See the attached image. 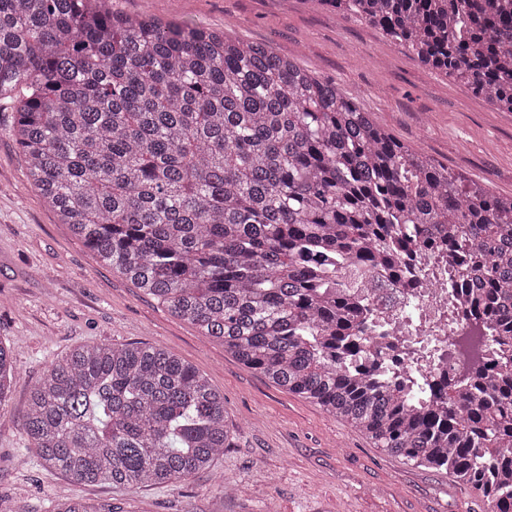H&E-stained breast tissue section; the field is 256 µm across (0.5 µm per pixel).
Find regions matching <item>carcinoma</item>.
I'll use <instances>...</instances> for the list:
<instances>
[{
  "instance_id": "obj_1",
  "label": "carcinoma",
  "mask_w": 512,
  "mask_h": 512,
  "mask_svg": "<svg viewBox=\"0 0 512 512\" xmlns=\"http://www.w3.org/2000/svg\"><path fill=\"white\" fill-rule=\"evenodd\" d=\"M512 112V0H316ZM0 101L29 175L99 261L388 454L512 512V197L387 133L269 46L106 0H0ZM443 235L474 329L467 376L369 359L360 284ZM15 382L0 345V412ZM78 484L184 480L230 447L224 395L158 344L51 361L23 423ZM48 512H91L78 499Z\"/></svg>"
}]
</instances>
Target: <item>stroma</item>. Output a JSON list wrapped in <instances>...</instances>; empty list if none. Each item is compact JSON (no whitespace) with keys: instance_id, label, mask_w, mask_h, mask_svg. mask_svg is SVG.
Segmentation results:
<instances>
[{"instance_id":"obj_1","label":"stroma","mask_w":512,"mask_h":512,"mask_svg":"<svg viewBox=\"0 0 512 512\" xmlns=\"http://www.w3.org/2000/svg\"><path fill=\"white\" fill-rule=\"evenodd\" d=\"M109 2L118 12L270 46L335 80L396 139L512 196V113L491 108L353 16L315 0ZM13 119L0 112V345L17 368L0 420V496L16 512H47L58 496L97 512H485L483 498L448 473L375 448L102 266L31 183ZM96 342L159 344L204 374L224 395L230 448L189 480L135 489L76 485L45 470L23 432L28 389L52 360ZM225 475L237 482L234 494L217 489Z\"/></svg>"}]
</instances>
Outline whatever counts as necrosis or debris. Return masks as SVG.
<instances>
[{
    "label": "necrosis or debris",
    "instance_id": "1",
    "mask_svg": "<svg viewBox=\"0 0 512 512\" xmlns=\"http://www.w3.org/2000/svg\"><path fill=\"white\" fill-rule=\"evenodd\" d=\"M405 264L420 280V287H407L402 278L386 273L365 296L373 325L370 353L386 348L402 353V366L424 375L442 378L459 369V362L433 357L449 339L465 340L471 326L464 310L448 309V276L456 266L439 243L418 245Z\"/></svg>",
    "mask_w": 512,
    "mask_h": 512
}]
</instances>
